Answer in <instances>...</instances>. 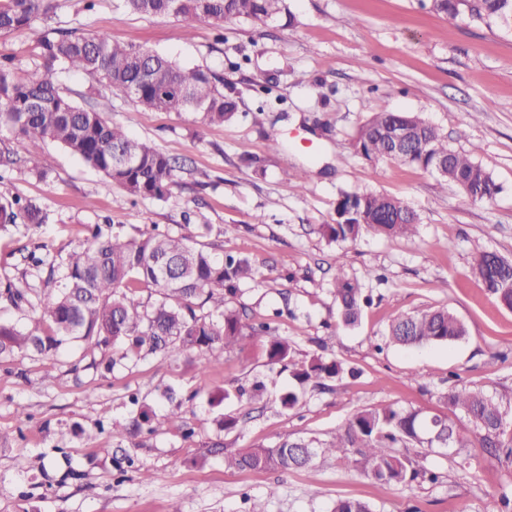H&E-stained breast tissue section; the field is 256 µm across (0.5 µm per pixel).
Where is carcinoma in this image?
<instances>
[{
  "label": "carcinoma",
  "mask_w": 512,
  "mask_h": 512,
  "mask_svg": "<svg viewBox=\"0 0 512 512\" xmlns=\"http://www.w3.org/2000/svg\"><path fill=\"white\" fill-rule=\"evenodd\" d=\"M138 15H173L185 19H236L268 25L291 15L288 0H121ZM58 0H4L0 3V33L32 28L41 16L55 13ZM432 8L451 20L466 19L488 27L512 30V0H432ZM44 68L33 79L15 77L0 62V129L11 142L0 149V169L24 161L39 142L61 145L86 167L104 174L133 199H162L175 184V162L151 143L130 135L101 113L76 105L60 90L57 66L96 75L109 90L154 112H194L204 125H222L237 116V103L224 93L206 70L184 68L170 58L117 44L105 33L92 36L64 32L37 39ZM406 133L407 149H395L391 134ZM355 155L371 165L393 162L436 172L437 160H448L438 173L474 203L491 201L499 191L492 174L471 151L448 145L439 129L420 112H369L352 136ZM39 205L19 197H0V229L17 224H40ZM419 218L401 199L375 190L341 189L336 198V223L323 226L330 239L356 241L365 230L386 237H412ZM169 263L171 279L161 274ZM471 274L502 306L512 309V260L495 251H482L473 260ZM264 272L247 257H217L189 238L152 227L135 238L119 234L104 237L94 230L76 246L61 272L50 270L43 288L7 289L9 301L39 313L34 325L20 329L0 322V356L34 351L53 356L72 343L89 351L112 347L106 368L122 361L163 353L188 352L205 356L200 372L219 360L220 351L261 336L267 340L271 364L291 369L301 385L326 378L356 377L359 370L321 356L294 360V349L277 333L271 321L248 322L229 305L240 286L260 282ZM149 288L157 300L145 307L130 294ZM339 318L356 326L362 303L368 301L360 282L348 276L343 256L336 257L333 283ZM213 311L199 315L196 308ZM468 335L466 325L445 308L401 314L388 330L390 343L403 348L449 344ZM452 410L463 413L474 438L461 435L448 420L423 417L393 405L354 412L334 438L302 444L285 440L275 447L253 446L224 456V465L241 471L289 473L312 466L317 459L360 457L366 474L383 487L405 484L419 477L438 476L401 452L412 442L437 436L450 448L475 444L489 449L486 462H500L497 448L512 449V417L503 400L482 390L451 389L445 395ZM330 512H373L361 500L338 498Z\"/></svg>",
  "instance_id": "obj_1"
}]
</instances>
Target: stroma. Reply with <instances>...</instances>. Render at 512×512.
Returning a JSON list of instances; mask_svg holds the SVG:
<instances>
[{
	"instance_id": "obj_1",
	"label": "stroma",
	"mask_w": 512,
	"mask_h": 512,
	"mask_svg": "<svg viewBox=\"0 0 512 512\" xmlns=\"http://www.w3.org/2000/svg\"><path fill=\"white\" fill-rule=\"evenodd\" d=\"M56 16L0 34V59L30 78L41 71V34L107 33L222 80L237 118L203 125L192 112H153L111 94L97 77L62 70L61 92L103 113L133 136L152 140L180 169L163 199L130 200L61 146L39 143L0 180V195L35 202L43 224L0 230V291L24 287L29 255L62 266L89 228L138 236L151 225L191 237L216 256L250 258L266 280L242 286L231 304L253 322L276 316L296 359L321 355L355 365L354 379L298 387L288 369L269 365L254 337L221 352L200 373L196 354L131 360L112 371L83 359L80 345L47 358H0V512H329L339 498L374 512H501L512 498V458L487 466L485 448L416 444L409 455L438 474L383 488L348 460L321 459L288 474L239 472L224 455L302 437L331 439L357 410L394 404L448 419L453 387L512 399V310L470 273L490 250L512 259V32L450 21L430 0H288L292 25L239 20L187 21L141 16L121 0H59ZM423 113L451 147L475 150L500 193L487 204L415 167L369 165L350 140L375 107ZM283 147L271 152L267 137ZM309 168L297 187L288 172ZM373 189L419 215L412 238L366 232L330 240L338 189ZM373 298L354 327L337 323L331 292L338 255ZM445 307L465 339L405 349L389 343L393 317ZM260 402L239 395L254 381ZM182 399L180 421L164 396ZM299 390L283 409L280 396ZM152 429L129 433L140 409ZM240 426L225 430V416ZM125 430L123 442L112 432Z\"/></svg>"
}]
</instances>
